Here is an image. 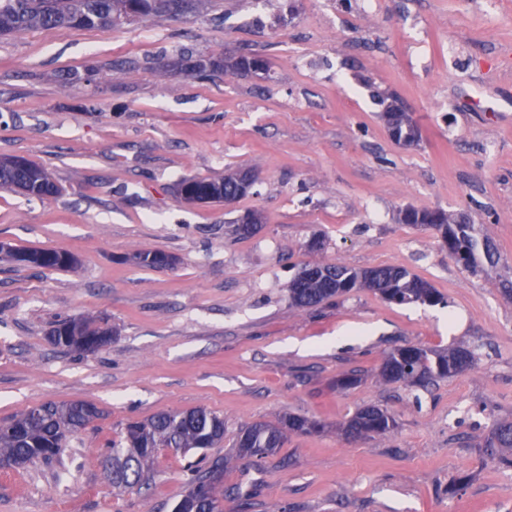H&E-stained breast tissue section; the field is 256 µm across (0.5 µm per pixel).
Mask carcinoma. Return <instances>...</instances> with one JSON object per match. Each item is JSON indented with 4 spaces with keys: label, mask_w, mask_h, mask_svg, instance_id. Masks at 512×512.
<instances>
[{
    "label": "carcinoma",
    "mask_w": 512,
    "mask_h": 512,
    "mask_svg": "<svg viewBox=\"0 0 512 512\" xmlns=\"http://www.w3.org/2000/svg\"><path fill=\"white\" fill-rule=\"evenodd\" d=\"M189 0H0V35L40 27H67L108 30L122 22L139 20L156 13L177 15L187 9ZM257 56L239 55L231 67L242 74L264 69ZM381 119L393 140L413 145L421 134L412 116L394 103L388 104ZM240 170L219 179H190L177 184V193L186 202L230 205L245 196L238 180ZM0 187L43 199L59 188L48 170L22 157L0 158ZM462 216L440 210L406 206L399 210L402 224L428 225L442 232L448 253L468 264L478 246L471 225ZM262 222L261 214L248 210L234 221L235 232L247 235ZM7 256L29 266L71 268L76 257L66 251L15 249ZM134 263L170 269L175 257L161 250L138 251L127 257ZM367 288L389 302L399 305H436L441 301L433 286L396 266L350 268L342 264H308L301 268L288 286V300L299 309L312 308L354 289ZM114 331L103 319L69 318L56 324L50 337L55 344L80 354H94L111 343ZM473 364L470 350L457 347L429 350L421 347L399 348L386 355L379 376L387 383L423 385L435 378H446L468 370ZM102 416L93 404L68 402L28 408L0 424V460L21 468L37 459L60 454L68 435L77 433ZM394 419L376 406H365L342 424L351 438L386 434ZM326 425L298 414H285L277 423L257 422L240 429L235 443V458L254 463L273 456L290 435L321 433ZM224 438V418L202 408L164 412L147 420L127 422L123 437L112 443L109 454L112 486L133 489L143 484L145 468L161 449L175 454L213 447ZM484 447L497 460L512 466V421L495 423ZM220 464L201 473L193 471L189 488L177 499L172 512H224V481L218 475Z\"/></svg>",
    "instance_id": "carcinoma-1"
}]
</instances>
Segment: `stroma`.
Segmentation results:
<instances>
[{"mask_svg":"<svg viewBox=\"0 0 512 512\" xmlns=\"http://www.w3.org/2000/svg\"><path fill=\"white\" fill-rule=\"evenodd\" d=\"M254 54L267 70L236 74ZM420 128L388 134L378 96ZM43 165L38 200L0 189V240L72 253L71 269L0 261V421L46 402L102 418L58 459L0 471V512H171L191 467L231 455L239 430L287 413L326 425L261 465L224 471V512H512V466L483 444L512 420V0H193L101 31L0 36V157ZM252 169L237 202L181 200L176 182ZM467 214L493 259H453L405 206ZM257 210L246 237L233 222ZM320 238L322 248L308 243ZM158 249L169 270L129 262ZM397 266L444 304L397 305L359 289L290 306L307 263ZM104 317L92 355L52 344L58 320ZM464 346L475 365L426 386L378 373L394 349ZM355 371L359 386L336 380ZM367 405L385 435L336 427ZM204 408L224 438L203 455L162 450L142 488L117 490L107 445L128 420Z\"/></svg>","mask_w":512,"mask_h":512,"instance_id":"stroma-1","label":"stroma"}]
</instances>
